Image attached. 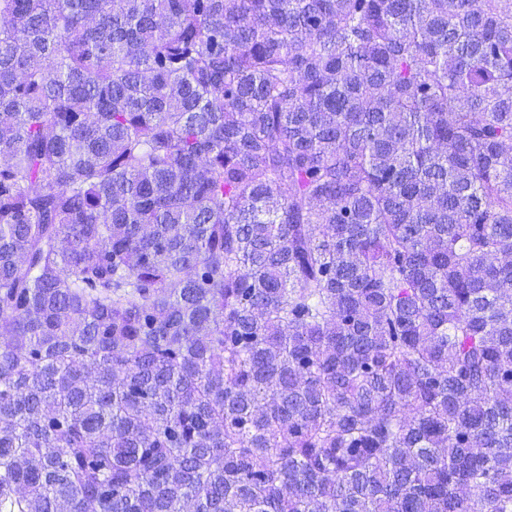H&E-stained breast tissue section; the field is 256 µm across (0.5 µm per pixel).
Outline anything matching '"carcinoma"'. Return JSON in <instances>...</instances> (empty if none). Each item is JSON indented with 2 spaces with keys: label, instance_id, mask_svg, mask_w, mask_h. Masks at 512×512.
<instances>
[{
  "label": "carcinoma",
  "instance_id": "carcinoma-1",
  "mask_svg": "<svg viewBox=\"0 0 512 512\" xmlns=\"http://www.w3.org/2000/svg\"><path fill=\"white\" fill-rule=\"evenodd\" d=\"M0 512H512V0H0Z\"/></svg>",
  "mask_w": 512,
  "mask_h": 512
}]
</instances>
